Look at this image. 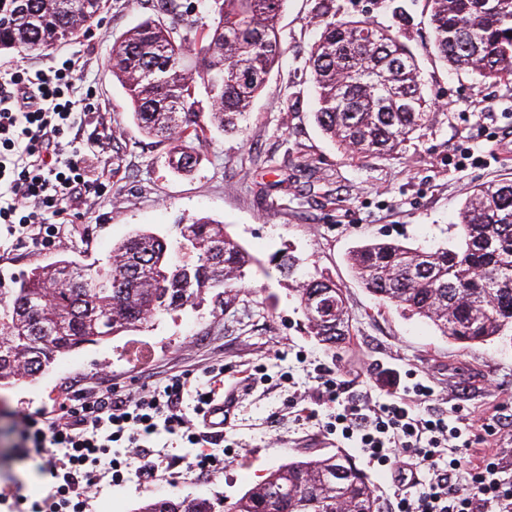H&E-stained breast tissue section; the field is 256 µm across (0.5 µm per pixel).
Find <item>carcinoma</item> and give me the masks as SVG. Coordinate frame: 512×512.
Segmentation results:
<instances>
[{
    "instance_id": "obj_1",
    "label": "carcinoma",
    "mask_w": 512,
    "mask_h": 512,
    "mask_svg": "<svg viewBox=\"0 0 512 512\" xmlns=\"http://www.w3.org/2000/svg\"><path fill=\"white\" fill-rule=\"evenodd\" d=\"M0 0V53L41 54L75 41L109 0ZM287 0H160L167 21L141 20L113 46L108 71L125 89L131 115L148 137L170 146L168 164L190 173L208 125L243 132L251 105L283 55L280 17ZM434 48L455 70L485 82L512 81V0H431ZM320 34L308 64L315 120L343 153L363 164L401 151L430 120L432 98L401 34L368 19L343 20L318 0ZM203 88L206 101L197 98ZM458 242L427 248L366 242L351 253L364 287L381 303L430 321L440 335L471 345L512 335V180L474 186L460 211ZM171 241L137 229L112 244L107 263L85 268L63 255L0 288V386L34 376L80 345L145 329L165 313L194 306L216 290L224 309L244 296L258 263L206 217L177 225ZM288 276L294 257L271 256ZM312 336L336 349L349 335L342 289L328 277L296 280ZM378 512L374 487L349 459H290L239 499L200 495L152 499L137 512Z\"/></svg>"
}]
</instances>
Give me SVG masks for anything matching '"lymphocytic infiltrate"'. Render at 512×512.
<instances>
[{"label":"lymphocytic infiltrate","mask_w":512,"mask_h":512,"mask_svg":"<svg viewBox=\"0 0 512 512\" xmlns=\"http://www.w3.org/2000/svg\"><path fill=\"white\" fill-rule=\"evenodd\" d=\"M80 79V63L71 58L45 69H0V258L56 246L102 192L95 169L112 147V120L81 92ZM315 381L313 390L293 392L289 406L310 399L334 406L327 429L355 442L391 475L389 512H512V477L503 466L490 455L474 465L468 460L484 437L511 440V427L482 419L463 434L434 410L435 390L421 381L407 387L406 397L381 399L347 397L343 381L327 370H317ZM189 384L186 374L152 377L126 394L85 390L53 414H24L23 451L42 458L52 483L42 501L28 505L19 496L16 505H27V512H86L102 474L117 483L134 467L145 481L157 480L146 449L162 430L197 448L191 470L223 469L221 436L198 429L208 406L204 393H196L193 405L184 402Z\"/></svg>","instance_id":"lymphocytic-infiltrate-1"}]
</instances>
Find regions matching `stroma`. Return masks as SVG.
<instances>
[{
    "instance_id": "35a3bbf8",
    "label": "stroma",
    "mask_w": 512,
    "mask_h": 512,
    "mask_svg": "<svg viewBox=\"0 0 512 512\" xmlns=\"http://www.w3.org/2000/svg\"><path fill=\"white\" fill-rule=\"evenodd\" d=\"M316 0H288L281 19L284 54L254 102L239 135L213 130L201 148L198 172L178 177L168 167V146L141 135L128 117L130 104L107 62L114 41L148 14L154 0H111L99 24L107 41L81 37L43 54L0 55L4 62L52 65L65 55L82 65L84 85L95 90L110 113L116 141L101 161L112 187L76 225L72 239L43 250H20L0 262V278L30 272L74 255L86 267L102 265L112 243L135 229L171 235L179 220L206 215L262 263L287 249L310 272L331 277L344 290L349 312L347 344L328 350L310 335L291 282L278 272L254 268L248 295L224 309L210 295L197 308L162 315L152 327L65 355L68 374L51 365L42 374L0 387V497L22 493L37 500L46 479L36 462L20 458L19 423L24 413L52 410L63 392L79 383L129 392L149 373L169 376L200 372L224 361V383L250 379L224 442L231 453L223 470L197 477L187 468L195 451L166 433L155 456L162 478L147 484L130 478L123 488L124 512L146 499L206 492L232 503L268 470L291 457L326 456L344 450L376 488L386 512L394 486L388 476L340 436L316 422L296 418L286 400L294 388L312 384L316 367L332 369L355 393L402 394L411 376L427 379L436 409L448 417L512 422V340L463 346L434 328L380 305L354 277L348 252L366 239L437 246L458 234L462 203L474 185L512 177V84L491 85L448 69L434 49L429 0H334L340 18H367L407 35L434 100L428 125L396 156L357 164L343 155L314 121V93L308 54L317 35ZM481 139L485 163L457 166L458 148ZM210 390L207 377L197 383Z\"/></svg>"
}]
</instances>
